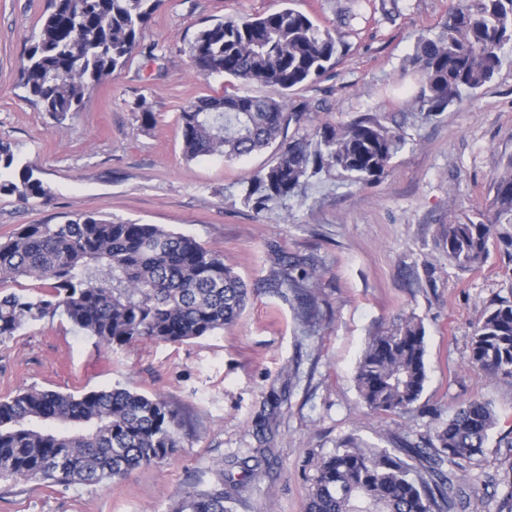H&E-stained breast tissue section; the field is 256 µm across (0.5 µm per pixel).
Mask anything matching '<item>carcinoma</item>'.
I'll list each match as a JSON object with an SVG mask.
<instances>
[{
	"label": "carcinoma",
	"mask_w": 512,
	"mask_h": 512,
	"mask_svg": "<svg viewBox=\"0 0 512 512\" xmlns=\"http://www.w3.org/2000/svg\"><path fill=\"white\" fill-rule=\"evenodd\" d=\"M163 0H53L28 49L19 87L58 121L80 111L86 93L124 67ZM282 7L201 28L189 45L193 69L206 76L259 84L268 94L224 92L180 114L188 160L246 157L273 144L272 163L251 178L244 200L271 211L330 169L359 184L387 173L403 145L374 117L346 125L300 126L311 104L289 92L333 69L344 43L309 15ZM512 49V0H464L438 32L418 37L408 67L418 86L412 105L427 117L474 92L500 69ZM492 219L483 214L450 224L448 261L481 267L490 245L512 247V157L493 176ZM48 198L50 189L27 166L16 168L0 144V194ZM40 282L30 296L6 284ZM249 288L224 258L194 238L156 224L115 222L80 213L56 224H26L0 241V344L28 321L67 316L105 348L149 339L177 343L233 325ZM425 329L401 319L371 336L355 381L364 404L380 415L409 411L427 381ZM470 362L490 376L512 378V299L500 297L474 326ZM497 423L492 407L473 400L436 431L428 465L398 448L346 441L318 459L305 512H467L471 495L451 475L483 453ZM179 446L178 422L167 404L126 388L81 395L28 390L0 401V479H35L96 487L161 463ZM232 492L187 490L173 512H231Z\"/></svg>",
	"instance_id": "obj_1"
}]
</instances>
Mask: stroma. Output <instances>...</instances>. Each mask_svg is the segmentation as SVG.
I'll return each mask as SVG.
<instances>
[{
    "mask_svg": "<svg viewBox=\"0 0 512 512\" xmlns=\"http://www.w3.org/2000/svg\"><path fill=\"white\" fill-rule=\"evenodd\" d=\"M459 4L295 0L347 45L318 83L295 91L294 101L316 104L302 131L369 114L405 144L371 184L324 172L287 209L259 212L243 197L273 149L186 160L179 114L224 92L223 79L190 66L198 30L277 10L278 0H164L126 66L62 121L18 85L52 0H0V142L52 190L45 200L0 194V237L76 213L157 224L222 254L252 290L234 326L184 343L105 349L59 313L0 345V400L120 385L162 398L180 423V446L162 463L98 487L2 480L0 512H172L187 488L211 489L223 475L245 482L232 512H304L316 460L341 442L424 449L475 399L492 405L497 425L456 482L478 489L477 512H512V378L468 361L474 326L512 295V255L494 245L481 268L462 270L441 239L447 225L488 213L494 171L512 156V52L445 112L428 118L410 106L415 41ZM145 107L154 126L141 122ZM290 266L314 272L311 323L296 293L270 285ZM400 316L424 324L428 379L411 412L380 416L365 407L355 367L369 336Z\"/></svg>",
    "mask_w": 512,
    "mask_h": 512,
    "instance_id": "35a3bbf8",
    "label": "stroma"
}]
</instances>
